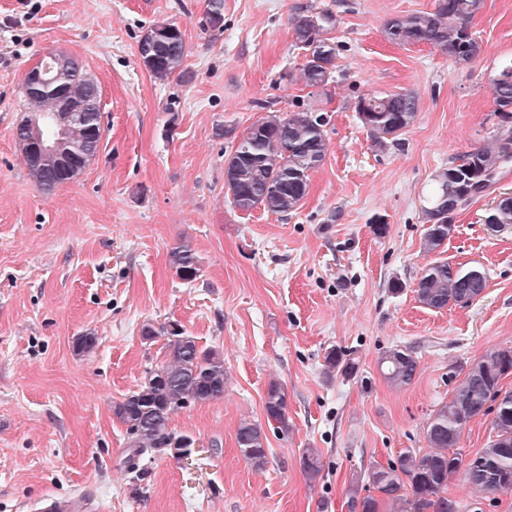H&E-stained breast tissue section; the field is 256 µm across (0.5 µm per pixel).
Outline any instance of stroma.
Returning a JSON list of instances; mask_svg holds the SVG:
<instances>
[{
	"mask_svg": "<svg viewBox=\"0 0 512 512\" xmlns=\"http://www.w3.org/2000/svg\"><path fill=\"white\" fill-rule=\"evenodd\" d=\"M302 4L336 18V68L321 89L300 78L288 19ZM206 5L0 0V512L72 495L92 512H349L354 471L426 447L452 370L512 346V225L484 222L494 198L512 194V169L456 212L444 247L451 264L485 272L482 297L438 311L414 292L430 260L425 190L496 132L492 81L512 63V0H484L470 24L482 52L468 65L385 38L389 18L435 0H224L220 31L201 28ZM161 23L177 24L187 47L165 80L138 53ZM51 50L97 80L103 133L78 178L47 195L14 128L25 75ZM403 90L417 97V119L401 146L375 149L357 97ZM267 107L327 119L326 157L288 214L241 212L224 194V159ZM183 238L201 261L191 282L169 262ZM148 324L159 330L149 341ZM169 325L223 356L224 395L172 415L197 449L145 457L138 484L112 406L163 361ZM87 332L96 347L78 352ZM397 345L419 361L402 389L378 365ZM332 348L353 353L356 377L327 374ZM273 381L288 391L285 435L265 423ZM245 419L266 426L264 469L237 446ZM307 448L322 462L313 482L300 469ZM448 494L461 512H512V494L478 495L458 474Z\"/></svg>",
	"mask_w": 512,
	"mask_h": 512,
	"instance_id": "obj_1",
	"label": "stroma"
}]
</instances>
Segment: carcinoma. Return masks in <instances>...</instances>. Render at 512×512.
<instances>
[{
	"label": "carcinoma",
	"mask_w": 512,
	"mask_h": 512,
	"mask_svg": "<svg viewBox=\"0 0 512 512\" xmlns=\"http://www.w3.org/2000/svg\"><path fill=\"white\" fill-rule=\"evenodd\" d=\"M483 0H436L431 12H414L388 19L384 35L395 45L428 44L459 64H469L481 54V45L469 32V24L482 9ZM336 25L328 12L312 13L299 6L291 17L295 46L304 51L301 66L305 85L325 87L333 74L336 46L324 37ZM205 30L224 27V0H208L201 20ZM186 44L181 32L167 27L152 31L139 40V56L149 72L167 79L181 69ZM68 93L92 103L100 97L95 79L77 63L67 76ZM495 114L499 127L490 147L474 148L453 161L433 178V187L422 207L425 220L423 249L433 255L414 287L418 301L429 309L444 310L468 305L486 287L485 274L477 269H461L439 257L454 232V215L465 203L486 192L512 164L504 146L512 147V64L502 67L494 78ZM24 106L29 120L39 118L42 137L53 134L52 112L56 111L53 86L38 92L25 91ZM359 119L373 146L400 145L401 137L418 116L416 96L410 91L385 96L365 93L356 105ZM326 117L310 109L281 113L267 111L254 121L224 160V193L240 211L256 208L275 214L296 210L308 193L309 175L325 159ZM89 123L77 121L68 131L69 139L96 153L101 135L90 138ZM30 177L45 194L53 193L73 177L56 171L50 160L38 164L25 159ZM487 224H512V194H503L487 210ZM169 262L185 281L200 275V260L189 242L180 240L169 252ZM164 361L145 372L136 389L112 407V414L127 434V467L149 451L170 452L191 448L193 439L175 433L171 416L189 403H206L224 396V357L204 350L184 331H167ZM327 372L350 378L357 364L341 349L333 348L325 357ZM380 366L385 379L403 388L416 377L418 360L408 347L384 351ZM512 373V347L486 351L469 365L453 388L452 397L430 415L425 428L426 448H406L387 467L374 465L352 474L349 506L362 502L363 512H380L387 504L404 512H460L455 499L445 495L448 479L461 473L472 488L482 494L512 492V391L502 389L501 380ZM493 408L492 436L487 446L469 456L459 448L463 430L474 418ZM269 422L286 434L288 391L279 382L269 383L265 398ZM243 458L261 470L268 464L267 437L261 424L243 422L236 433ZM301 470L309 481L322 471L317 452L306 449L300 458ZM378 496H362L365 486Z\"/></svg>",
	"instance_id": "obj_1"
}]
</instances>
